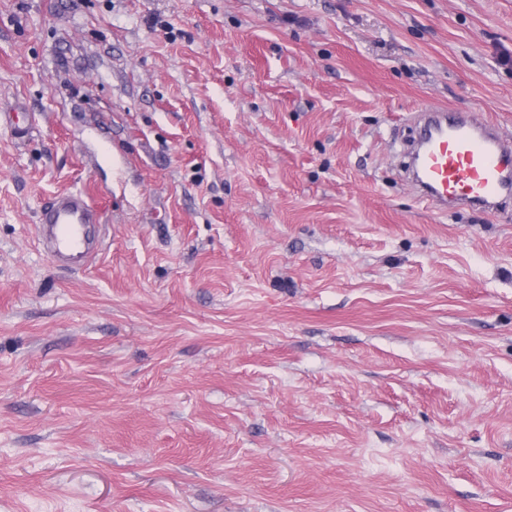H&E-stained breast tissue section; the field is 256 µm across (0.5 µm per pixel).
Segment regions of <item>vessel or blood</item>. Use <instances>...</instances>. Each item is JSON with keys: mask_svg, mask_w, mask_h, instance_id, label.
<instances>
[{"mask_svg": "<svg viewBox=\"0 0 512 512\" xmlns=\"http://www.w3.org/2000/svg\"><path fill=\"white\" fill-rule=\"evenodd\" d=\"M422 138L414 147L413 177L421 195L438 206L455 203L494 212L512 196V142L488 123L447 109L427 111ZM42 242L54 260L81 268L101 248L95 232L101 211L83 190L52 197L39 211Z\"/></svg>", "mask_w": 512, "mask_h": 512, "instance_id": "b4317fda", "label": "vessel or blood"}]
</instances>
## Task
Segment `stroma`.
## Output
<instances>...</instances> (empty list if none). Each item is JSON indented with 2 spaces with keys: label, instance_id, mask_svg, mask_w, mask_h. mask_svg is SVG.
<instances>
[{
  "label": "stroma",
  "instance_id": "obj_1",
  "mask_svg": "<svg viewBox=\"0 0 512 512\" xmlns=\"http://www.w3.org/2000/svg\"><path fill=\"white\" fill-rule=\"evenodd\" d=\"M423 106L512 139V0H0V512H512V198L417 197ZM42 242L54 260L80 269L101 248L103 224L101 211L94 198L84 190H74L52 197L39 211Z\"/></svg>",
  "mask_w": 512,
  "mask_h": 512
}]
</instances>
